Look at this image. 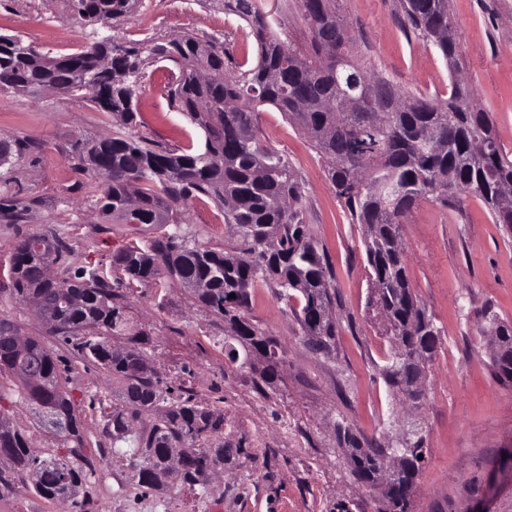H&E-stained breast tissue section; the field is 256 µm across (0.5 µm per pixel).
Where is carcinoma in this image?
Instances as JSON below:
<instances>
[{
	"mask_svg": "<svg viewBox=\"0 0 512 512\" xmlns=\"http://www.w3.org/2000/svg\"><path fill=\"white\" fill-rule=\"evenodd\" d=\"M67 2L78 23L91 29L90 41L75 53L50 56L20 34H0V90L24 94L47 86L88 99L112 115L118 131L87 142L79 153L80 165L102 177L92 190L94 208L109 224L173 225L161 239L114 254L121 282L128 288L172 282L190 290L224 319L236 342L229 350L232 362L244 368L253 355L263 359L257 374L266 384L277 377L282 354L277 340L263 335L249 316L258 283L275 288L277 299L296 302L292 313L315 350L334 348L339 322L327 318L336 301L334 275L299 209L301 188L292 163L258 133L259 113L274 108L306 133L327 164V178L350 223L363 229L369 281L392 317L397 338L382 376L395 391L412 387L420 359L436 356L441 329L412 287L401 240L404 218L424 200L460 210L475 197L512 236V212L501 210L498 202L501 186L512 184V152L459 76L458 41L442 38L452 25L448 0H400L403 25L448 62L452 81L446 101L411 95L364 64L362 40L336 8L337 0L287 4L305 26L302 40L273 22L268 0H223L224 13L255 35L258 51L251 65L236 61L224 42L189 33L116 45L100 29L129 14L137 0ZM328 46L336 54L331 63ZM162 61L173 62L177 70L172 102L204 132L199 150L154 147L127 133L137 123L145 70ZM87 79L98 96L86 91ZM19 152L17 143L0 140V168L13 165ZM198 195L224 206L235 246L216 250L183 232L187 220L181 208ZM63 255L61 240L51 232L21 239L10 259L9 294L38 302L51 314L49 335L72 346L84 365L112 375L122 406L106 415V432L114 453L134 459L135 488L161 493L169 472L179 469L183 486L206 492L212 474L234 454L224 447V417L150 364L148 341L128 317L123 295L98 270L65 268L53 280L43 275ZM484 316L499 332V347L512 352V322L489 308ZM114 336H126L130 343L116 345ZM26 340L27 366L38 374L40 386L27 390L0 367V415L22 402L39 418L46 403L65 426L50 430L61 447L36 456L24 430L10 421L0 425V456L9 458V465L0 467V498L23 481L48 502L85 505L96 470L87 455L81 414L62 385L55 351L39 337ZM239 351L241 360L234 357ZM144 414L153 421L134 429ZM337 431L352 449V477L375 483L386 448L342 422ZM203 439L212 446H200ZM397 452L408 462L388 486L382 512H410L408 491L423 469L420 440Z\"/></svg>",
	"mask_w": 512,
	"mask_h": 512,
	"instance_id": "obj_1",
	"label": "carcinoma"
}]
</instances>
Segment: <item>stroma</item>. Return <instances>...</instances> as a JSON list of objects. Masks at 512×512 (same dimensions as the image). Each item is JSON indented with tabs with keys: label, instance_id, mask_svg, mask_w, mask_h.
I'll return each mask as SVG.
<instances>
[{
	"label": "stroma",
	"instance_id": "stroma-1",
	"mask_svg": "<svg viewBox=\"0 0 512 512\" xmlns=\"http://www.w3.org/2000/svg\"><path fill=\"white\" fill-rule=\"evenodd\" d=\"M339 8L362 36L367 63L411 94L447 99L448 64L402 26L399 0H340ZM450 9L462 76L512 150V0H451ZM186 32L227 42L237 60L256 56L249 28L225 16L220 0H139L112 27L126 42ZM0 33L22 34L53 56L76 52L89 39L65 0H0ZM173 70L168 61L147 68L134 133L160 148L197 149L202 131L171 105ZM115 129L111 115L89 101L52 90L0 92V139L24 147L13 166L0 169V197H12L20 213L15 222L0 221V319L28 335H44L45 328L7 291L18 240L52 231L67 244L66 266L96 268L115 280L112 257L119 249L166 232L153 224L103 223L93 207L95 178L79 169L77 156L83 144ZM258 129L292 163L304 221L333 270L341 326L335 350L314 353L289 307L268 285H258L252 321L284 349L279 376L267 385L228 359L223 320L189 292L175 285L139 288L128 296L127 310L148 332L156 366L223 414L225 440L243 447L225 461L209 494L177 483L161 494H138L132 461L112 453L103 431L104 411L113 404L111 377L84 367L71 347L56 345L86 437L101 451L89 488L91 512H378L380 492L349 472L340 422L383 443L408 432L421 438L426 464L411 512H471L478 505L512 512V470L502 465L512 449V385L492 377L490 327L482 316L490 305L512 320V238L475 198L461 212L427 200L407 216L402 240L412 285L441 329V346L420 404L405 406L381 376L394 343L371 307L360 226L349 222L323 159L297 126L270 109L260 114ZM184 211L187 231L200 241L220 249L230 240L224 209L211 199L189 198Z\"/></svg>",
	"mask_w": 512,
	"mask_h": 512
}]
</instances>
